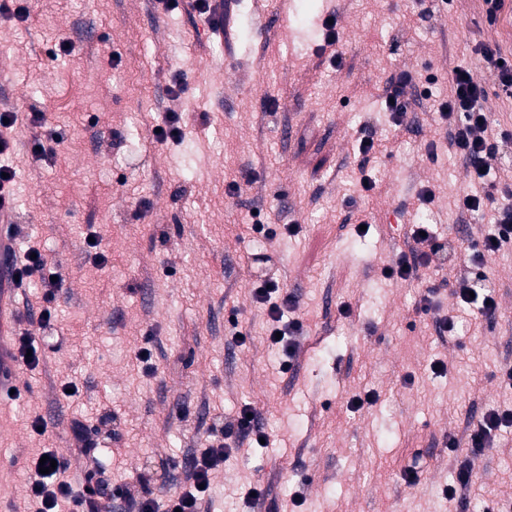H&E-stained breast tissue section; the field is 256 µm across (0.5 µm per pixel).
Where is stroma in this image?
Here are the masks:
<instances>
[{
  "label": "stroma",
  "instance_id": "1",
  "mask_svg": "<svg viewBox=\"0 0 512 512\" xmlns=\"http://www.w3.org/2000/svg\"><path fill=\"white\" fill-rule=\"evenodd\" d=\"M28 18L0 14V112H15L12 150L0 165L15 172L18 248L44 250L64 279L51 329L41 330L42 286L19 289L20 329L43 352L39 368L14 371L21 396L0 394V512H33L25 483L29 459L53 448L78 478L83 459L72 418L101 429L103 484L153 476L165 504L202 448L216 414L234 418L254 405L268 435L241 448L215 474L209 512H246L243 492L258 482L277 512H483L482 497L449 500L443 489L462 459L476 484L512 492V430L468 457L449 452L445 435L465 440L472 420L512 406L499 371L512 365V250L488 263L501 314L496 323L439 336L416 306L424 288L384 279L382 266L404 250L415 219L438 232L481 238L491 215H461L454 196L467 170L435 139L433 101L446 98L448 72L472 69L489 91L485 103L512 130V96L472 48L496 39L512 49V24L490 26L480 0H238V38L226 48L207 16L164 10L157 0H28ZM335 14L342 66L322 53L321 22ZM69 44V54L59 53ZM433 77L430 99L413 102L397 129L380 101L394 70ZM179 98L168 93L174 82ZM46 115L38 129L28 114ZM183 117L180 144L153 129L167 110ZM388 146L363 161L365 130ZM62 133L47 160L33 137ZM251 165L257 180L238 197L227 184ZM376 180L362 191L360 167ZM436 189L429 208L414 194ZM270 224H299L295 236L250 232L254 210ZM370 223L357 235L350 215ZM95 226L105 268L88 261L84 238ZM275 259L283 286L299 298L304 324L295 372L282 373L267 341L266 317L251 300L259 256ZM350 305L351 315L341 313ZM246 333L236 346L233 331ZM149 345L150 365L135 358ZM445 373H433V361ZM75 381L78 396L63 397ZM375 391L376 404L347 403ZM44 418L45 434L33 432ZM416 467L420 480L402 474Z\"/></svg>",
  "mask_w": 512,
  "mask_h": 512
}]
</instances>
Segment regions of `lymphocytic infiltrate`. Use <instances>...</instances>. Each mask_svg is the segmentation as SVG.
I'll use <instances>...</instances> for the list:
<instances>
[{"mask_svg":"<svg viewBox=\"0 0 512 512\" xmlns=\"http://www.w3.org/2000/svg\"><path fill=\"white\" fill-rule=\"evenodd\" d=\"M450 94L436 105L435 122L444 131L448 145L459 155L469 172L472 185L457 199L460 212L482 214L493 211L494 222L481 240L462 245L452 239H442L432 225H412L408 248L381 269L385 278L415 280L425 271L437 268L452 269V276L443 279L441 286L450 288L459 308L476 309L480 317L495 314L498 303L495 293L485 284L484 268L489 259L505 246H512V168L505 166L499 156L500 142L512 139V132L501 130L492 113L483 104L488 90L472 72L454 67L448 76ZM428 96V88L407 70L392 75L383 90L385 110L395 126H403L406 112L414 95ZM469 251L468 263H460L461 251ZM251 296L267 316V336L272 346L283 356V370L297 364L299 339L303 324L296 319V296L288 293L277 277L255 279ZM251 406H243L231 421L215 420L208 431L205 448L185 464L186 481L167 504L168 512H206L205 488L225 459L244 445L258 444L264 431ZM512 427L511 408H491L473 424L468 434L472 455L483 454L492 448L499 431ZM73 441L88 460L81 477L69 479L70 464L57 451L46 449L45 455L56 460L55 469L41 473L40 458L32 457L26 493L36 507L35 512H109V497L123 499L126 512H155L156 501L149 489L150 475L140 472L136 488L118 486L104 493L99 479L98 442L93 431L82 421L71 423Z\"/></svg>","mask_w":512,"mask_h":512,"instance_id":"f902f5d3","label":"lymphocytic infiltrate"}]
</instances>
